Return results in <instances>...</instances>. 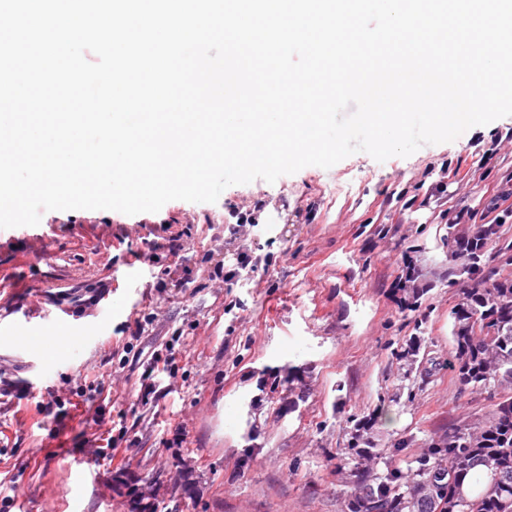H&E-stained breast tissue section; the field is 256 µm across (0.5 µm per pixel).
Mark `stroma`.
Returning <instances> with one entry per match:
<instances>
[{
	"mask_svg": "<svg viewBox=\"0 0 512 512\" xmlns=\"http://www.w3.org/2000/svg\"><path fill=\"white\" fill-rule=\"evenodd\" d=\"M510 188L512 116L406 158L358 152L232 185L213 203L47 211L0 229V339H13L0 383L23 391L0 399V512H129L136 491L158 512H342L362 416L376 420L373 466L413 469L438 426L486 409L432 369L459 295L444 240ZM243 211L256 234L229 232ZM160 221L192 227L179 260L134 261ZM62 309L69 327L50 328ZM73 328L90 336L75 358L50 346ZM410 343L409 366L396 353ZM155 352L172 371L152 376L144 404Z\"/></svg>",
	"mask_w": 512,
	"mask_h": 512,
	"instance_id": "obj_1",
	"label": "stroma"
}]
</instances>
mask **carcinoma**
Listing matches in <instances>:
<instances>
[{"mask_svg":"<svg viewBox=\"0 0 512 512\" xmlns=\"http://www.w3.org/2000/svg\"><path fill=\"white\" fill-rule=\"evenodd\" d=\"M501 224L448 225V285L466 275L450 311L452 348L447 366L461 386L484 394L489 410L435 434L403 472L379 473L371 458L372 419L356 421L352 447L362 463L351 474L347 512H512V272L495 269L473 279L467 267L500 240Z\"/></svg>","mask_w":512,"mask_h":512,"instance_id":"obj_1","label":"carcinoma"}]
</instances>
